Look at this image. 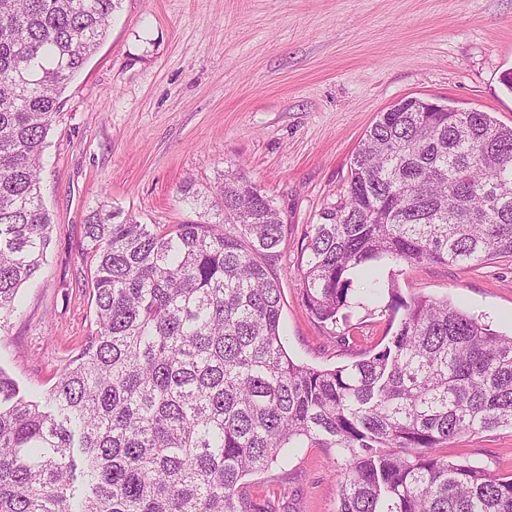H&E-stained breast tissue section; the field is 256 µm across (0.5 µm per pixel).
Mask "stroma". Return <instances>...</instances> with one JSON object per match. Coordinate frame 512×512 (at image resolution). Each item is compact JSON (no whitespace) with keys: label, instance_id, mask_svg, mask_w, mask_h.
<instances>
[{"label":"stroma","instance_id":"1","mask_svg":"<svg viewBox=\"0 0 512 512\" xmlns=\"http://www.w3.org/2000/svg\"><path fill=\"white\" fill-rule=\"evenodd\" d=\"M512 0H120L106 39L65 89L40 185L53 229L46 261L0 334V370L37 399L95 328L80 250L96 209L144 224L203 220L180 187L214 194L243 170L271 197L285 237L266 262L284 300L293 360L342 366L386 342L387 321L358 311L346 342L313 318L296 270L306 225L334 202L379 112L407 97L492 113L512 126ZM403 296L446 300L512 332V258L478 267L404 268ZM512 475V428L464 434L446 450ZM246 490L274 512H332L321 448H296Z\"/></svg>","mask_w":512,"mask_h":512}]
</instances>
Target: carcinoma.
<instances>
[{
	"label": "carcinoma",
	"mask_w": 512,
	"mask_h": 512,
	"mask_svg": "<svg viewBox=\"0 0 512 512\" xmlns=\"http://www.w3.org/2000/svg\"><path fill=\"white\" fill-rule=\"evenodd\" d=\"M118 4L0 0L1 333L50 244L45 139ZM219 196L215 220L165 230L87 217L96 329L42 405L0 371V512H268L243 479L286 448L328 449L333 512H512V476L441 452L512 427V336L406 299L395 271L512 257V127L415 97L377 115L297 273L320 323L363 309L397 329L333 369L284 347L262 262L285 237L279 209L240 173Z\"/></svg>",
	"instance_id": "cac0c4a2"
}]
</instances>
